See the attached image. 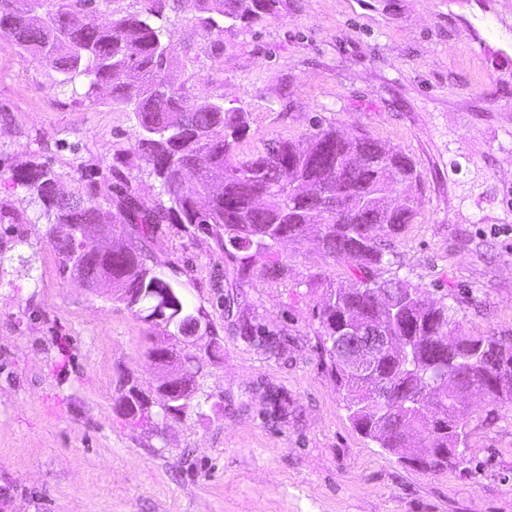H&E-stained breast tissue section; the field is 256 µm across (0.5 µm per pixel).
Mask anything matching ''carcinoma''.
<instances>
[{
    "mask_svg": "<svg viewBox=\"0 0 512 512\" xmlns=\"http://www.w3.org/2000/svg\"><path fill=\"white\" fill-rule=\"evenodd\" d=\"M0 0V38L31 57L52 62L59 87L85 89L90 97L108 86L112 104L132 114L130 147L150 169L164 199L151 209L140 206L131 181L115 208L99 202L100 183L90 181L67 199L56 194L60 175L46 162H33L11 175L43 205L52 225L49 237L63 270L71 271L78 251L90 258L82 267L90 287L111 284V299L164 336L192 335L202 309L187 304L177 284L157 270L158 263L136 245L117 252L94 251L85 237L91 224L112 225V236L132 224L143 240L162 224H190L208 231L218 249L242 254V273L261 258V274L280 271L275 246L302 243L317 229L323 255L353 270L356 283L330 290L318 308L321 344L354 427L393 454L420 460L418 468L437 473L466 447V394L483 393L494 404H512V340L475 334L457 321L447 305L421 304V287L393 274L379 278L384 263L381 236L397 237L417 219L416 196L422 175L413 158L366 134L345 136L321 121L299 140L277 137L261 149L244 148L249 115L227 109L212 98L188 104L185 86L168 81L179 63L171 45V16L189 12L211 35L224 22L246 27L277 11L279 0H142L135 12H113L110 22L89 27L84 10L96 2ZM73 224L69 238L55 226ZM140 300L131 307L132 300ZM353 317L354 329L374 326L407 346L401 356L379 353L371 372L347 371L342 351L351 338L338 339L341 322ZM244 336L279 352L285 340L243 323ZM388 384L385 406L374 412L372 386Z\"/></svg>",
    "mask_w": 512,
    "mask_h": 512,
    "instance_id": "cac0c4a2",
    "label": "carcinoma"
}]
</instances>
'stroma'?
<instances>
[{"label": "stroma", "mask_w": 512, "mask_h": 512, "mask_svg": "<svg viewBox=\"0 0 512 512\" xmlns=\"http://www.w3.org/2000/svg\"><path fill=\"white\" fill-rule=\"evenodd\" d=\"M218 40L220 56H203L202 29L174 18L171 83L249 112V147L300 139L316 119L401 147L424 189L416 222L385 241L381 276L512 338V0H280ZM57 80L0 41V209L23 218L0 224V512H512V406L473 397L467 446L442 473L353 427L317 309L355 278L313 239L278 245L281 274L246 276L206 234L160 225L147 248L224 354L200 355L183 416L156 431L129 421L122 379L156 398L163 372L145 351L170 339L63 271L40 203L9 177L33 161L68 192L128 176L146 208L159 184L135 156L115 164L134 130L110 88L86 99ZM246 320L287 337L284 353L243 338Z\"/></svg>", "instance_id": "obj_1"}]
</instances>
